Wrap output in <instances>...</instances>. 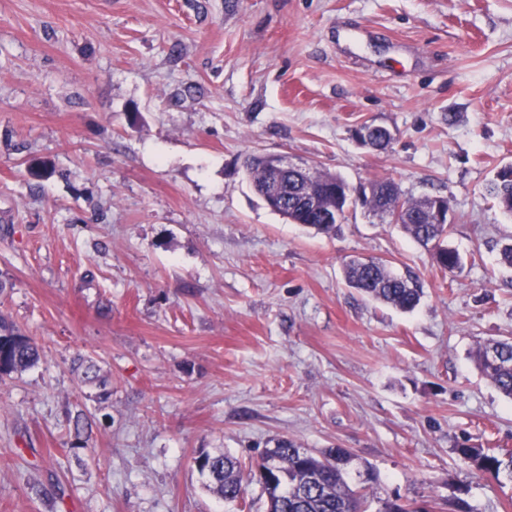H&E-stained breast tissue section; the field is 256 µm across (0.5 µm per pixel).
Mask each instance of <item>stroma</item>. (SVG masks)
Listing matches in <instances>:
<instances>
[{"label":"stroma","mask_w":512,"mask_h":512,"mask_svg":"<svg viewBox=\"0 0 512 512\" xmlns=\"http://www.w3.org/2000/svg\"><path fill=\"white\" fill-rule=\"evenodd\" d=\"M256 152L443 197L462 269L359 213L289 222ZM508 164L512 0H0V314L43 351L0 377V512H265L195 459L251 475L280 439L349 449L374 504L512 512L457 454L512 448L474 360L512 337V217L485 191ZM354 258L417 277L419 306L351 288ZM195 463L198 470L208 476L214 491L224 502L244 500L246 483L238 458L229 453H202L195 459Z\"/></svg>","instance_id":"1"}]
</instances>
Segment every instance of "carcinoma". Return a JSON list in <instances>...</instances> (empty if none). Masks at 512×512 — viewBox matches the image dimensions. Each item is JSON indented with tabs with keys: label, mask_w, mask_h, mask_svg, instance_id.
Wrapping results in <instances>:
<instances>
[{
	"label": "carcinoma",
	"mask_w": 512,
	"mask_h": 512,
	"mask_svg": "<svg viewBox=\"0 0 512 512\" xmlns=\"http://www.w3.org/2000/svg\"><path fill=\"white\" fill-rule=\"evenodd\" d=\"M263 163L261 156L254 155L248 159L246 168L256 192L273 211L294 224L322 233L333 231L337 222L346 219L348 184L343 178L316 169L308 170L304 176L290 171L281 179L283 194L272 200L266 196ZM300 179L308 180L316 192L324 195V207L336 208L339 220L328 221L321 212L299 203L294 189ZM369 186L376 189L367 201L372 210L387 212L400 204L404 208L403 228L418 243L432 245L437 266L450 272L461 267L460 254L441 245L449 225L427 224L422 217V207L428 198L404 197L399 184L391 179H375ZM487 192L500 209L512 214V165L497 170ZM345 273L349 284L367 297L403 311L414 310L423 296L416 279L392 273L383 262L353 260L346 265ZM474 359L482 374L503 395L512 398V338L478 346ZM39 360L40 351L33 339L0 315V375L27 370ZM457 452L464 463L480 474L512 482V450L461 447ZM352 460L346 448L314 452L297 448L286 439L279 441L276 447L266 450L256 465L257 480L266 494V512H365V488H356L350 481L348 466ZM195 463L224 502L245 498L246 483L238 458L229 453H202Z\"/></svg>",
	"instance_id": "cac0c4a2"
}]
</instances>
